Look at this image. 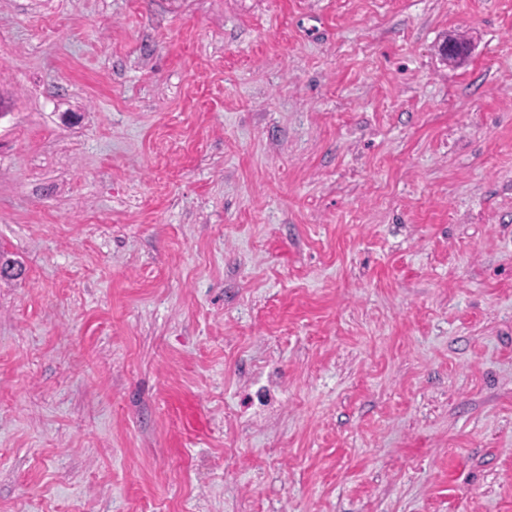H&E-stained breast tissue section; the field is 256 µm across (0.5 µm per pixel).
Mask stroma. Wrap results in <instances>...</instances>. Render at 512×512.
Listing matches in <instances>:
<instances>
[{
    "mask_svg": "<svg viewBox=\"0 0 512 512\" xmlns=\"http://www.w3.org/2000/svg\"><path fill=\"white\" fill-rule=\"evenodd\" d=\"M0 250V512H512V0H0Z\"/></svg>",
    "mask_w": 512,
    "mask_h": 512,
    "instance_id": "stroma-1",
    "label": "stroma"
}]
</instances>
